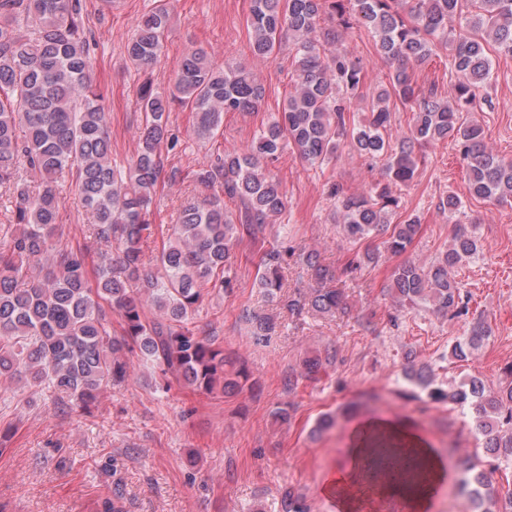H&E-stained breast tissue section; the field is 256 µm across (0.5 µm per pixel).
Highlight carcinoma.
<instances>
[{"instance_id": "cac0c4a2", "label": "carcinoma", "mask_w": 512, "mask_h": 512, "mask_svg": "<svg viewBox=\"0 0 512 512\" xmlns=\"http://www.w3.org/2000/svg\"><path fill=\"white\" fill-rule=\"evenodd\" d=\"M462 14L465 26L448 35V22ZM169 25L166 4L150 10L126 45L130 63L143 69L155 64ZM355 25L372 34L389 74L362 119L350 127L362 65L331 47L334 29ZM247 28L251 55L262 62L274 61L282 44L292 42L293 91L250 146L218 152L193 171L198 184L220 188L224 198L209 196L187 205L172 238L155 256V270L149 271L145 247L157 233L151 204L158 186L179 174L166 170L162 159V148L173 151L179 144L168 123L172 105L193 112L196 137L211 141L225 114L258 108L264 85L243 66L219 65L205 49L191 50L169 79L170 96L155 91L150 77L139 86L138 150L128 166L117 167L103 94L91 78L83 0H0V186L11 191L15 224L0 248L1 382L45 383L86 409L104 388L125 382L130 374L125 355L137 350L162 375L203 394L242 389L249 380L247 367L229 366L224 350L198 337L194 324L210 296L233 289L230 271L244 236L286 211V197L269 170L286 147L307 165H322L345 139L354 153L382 163L389 182L406 186L422 161L416 149L446 141L466 162L471 196L512 205V157L487 151L483 127L468 112L479 88L493 76L492 53L512 55V0H250ZM442 44L451 45L450 68L463 76L450 98L422 92L415 79ZM394 101L411 111L396 147L391 144ZM25 169L39 175L38 189L23 178ZM68 175L88 210L90 238L117 244L114 253H96L92 270L91 245L60 249L55 240L57 183ZM328 194L340 202L347 239L361 242L387 234L382 249L366 248V262H378L384 252H407L420 219L391 224L389 207L397 200L389 186L344 195L331 182ZM226 200L240 205L238 213L224 208ZM478 224L477 219L453 224L451 244L430 265L407 260L394 268L391 289L399 308L426 304L443 318L468 313L470 296L452 271L479 254ZM291 253L282 246L264 254L258 288L282 299L292 314L306 308L346 312L341 288L281 295ZM42 259V273L30 275L31 265ZM133 283L139 288L132 289ZM106 305L121 316L119 338L107 325ZM148 306L155 310L151 319L145 314ZM250 320L258 342L275 332L268 316L253 313ZM492 335L486 319L476 320L451 345V358L474 359ZM502 374L506 381L492 392L478 375L455 379L445 389L433 383L428 366L403 372L407 383L429 390L431 399L471 415L472 434L490 460L459 458L452 467L473 512H512V490L493 484L496 473L512 470V363Z\"/></svg>"}]
</instances>
